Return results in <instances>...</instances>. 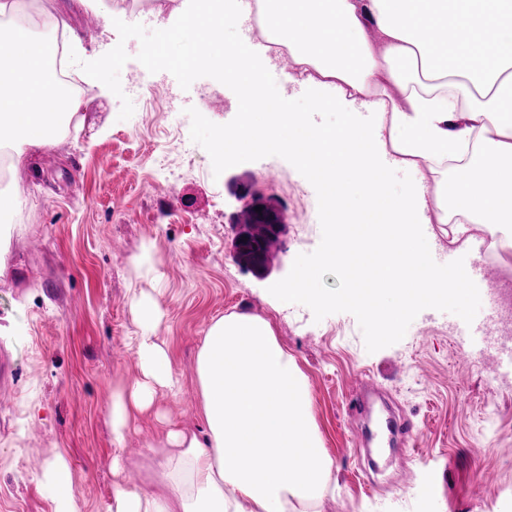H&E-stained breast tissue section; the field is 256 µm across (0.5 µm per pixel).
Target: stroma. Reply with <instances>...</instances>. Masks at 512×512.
<instances>
[{
	"label": "stroma",
	"mask_w": 512,
	"mask_h": 512,
	"mask_svg": "<svg viewBox=\"0 0 512 512\" xmlns=\"http://www.w3.org/2000/svg\"><path fill=\"white\" fill-rule=\"evenodd\" d=\"M64 12L95 61L121 48L102 81L71 65L88 96V121L12 173L28 203L0 240V383L13 392L0 405V512H55L40 465L54 457L71 466L78 512H107L116 480L113 456L139 480L149 444L168 430L201 431L195 365L214 318L250 314L270 321L309 387L311 418L333 462L322 512H472L466 497L474 465L494 475L481 512H512V374H496V356L471 350L459 360L456 328L475 319L480 295L465 288L381 336L358 310L320 306L307 295L282 296L302 267L319 269L317 290L341 294L346 269L324 262L320 193L284 153L242 154L218 147V131L242 121L239 86L215 70L149 68L145 47L155 25L112 17L93 0H28ZM266 95L333 128L332 109L310 111L299 74L282 62L266 68ZM221 101L199 114L201 86ZM183 109H167L168 96ZM285 205L286 231L265 278L245 272L231 255L233 214L241 187ZM440 265L464 266L488 280L512 269V250L485 268L470 225L464 245L451 224L429 227ZM150 255L155 275L137 258ZM152 295L162 310L158 336L182 380L178 393L158 392L152 408L131 421L122 448L112 444V392L139 367L133 294ZM378 389L411 432L402 450L369 469L355 438L366 417L350 403L363 385ZM411 471L407 490L391 489Z\"/></svg>",
	"instance_id": "stroma-1"
}]
</instances>
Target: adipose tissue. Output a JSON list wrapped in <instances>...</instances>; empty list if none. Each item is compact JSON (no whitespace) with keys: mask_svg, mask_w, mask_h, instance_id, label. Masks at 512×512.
<instances>
[{"mask_svg":"<svg viewBox=\"0 0 512 512\" xmlns=\"http://www.w3.org/2000/svg\"><path fill=\"white\" fill-rule=\"evenodd\" d=\"M264 42L247 43L231 76L247 88L237 149L291 156L331 218L325 262L355 275L341 300L379 332L397 335L413 312L447 303L464 270L436 266L430 224H478L495 245L512 248V0H257ZM240 0H196L179 27L159 23L158 48L180 30L209 31L196 57L219 65L222 34ZM21 0H0V154L25 166L54 145L80 99L62 101L45 75V42ZM287 46L311 90L313 107L341 111L340 126L308 125L304 113L270 101L263 75L271 44ZM364 107L362 124L354 106ZM465 159L466 177L449 179ZM421 178L396 196L390 167ZM375 211L360 223L344 202ZM140 375L112 396V440L122 447L130 421L159 390L176 384L157 336L161 310L133 296ZM196 384L203 433L168 431L150 447L138 482L112 488L108 512H320L332 469L309 417L308 383L271 323L249 314L213 320L199 349ZM39 479L56 512H77L71 469L56 457Z\"/></svg>","mask_w":512,"mask_h":512,"instance_id":"ef3b65f1","label":"adipose tissue"}]
</instances>
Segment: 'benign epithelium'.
<instances>
[{
	"label": "benign epithelium",
	"instance_id": "benign-epithelium-1",
	"mask_svg": "<svg viewBox=\"0 0 512 512\" xmlns=\"http://www.w3.org/2000/svg\"><path fill=\"white\" fill-rule=\"evenodd\" d=\"M240 198L247 199V202L244 220L234 225L233 258L242 269L262 277L268 273L270 263L263 239L269 238L277 242L285 230L281 206L261 196L250 197L246 192ZM257 206L262 207V210L255 211Z\"/></svg>",
	"mask_w": 512,
	"mask_h": 512
}]
</instances>
